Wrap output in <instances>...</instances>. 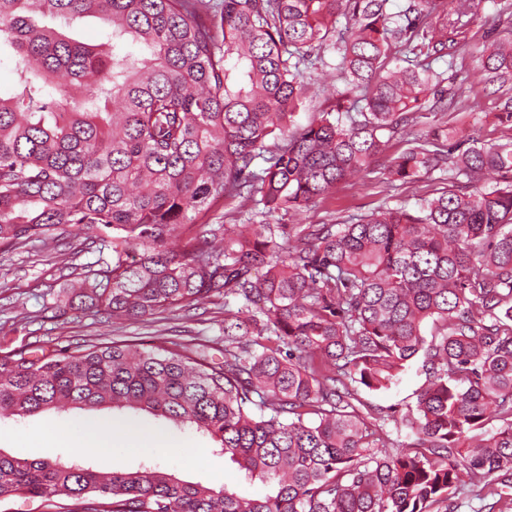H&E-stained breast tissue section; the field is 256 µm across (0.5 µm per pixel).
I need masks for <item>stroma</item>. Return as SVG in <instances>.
<instances>
[{"label": "stroma", "instance_id": "stroma-1", "mask_svg": "<svg viewBox=\"0 0 512 512\" xmlns=\"http://www.w3.org/2000/svg\"><path fill=\"white\" fill-rule=\"evenodd\" d=\"M512 14V0H486L457 55L433 64L442 73L445 87L453 89L466 109L454 119L424 112L414 126L387 136L382 161L376 162L354 183H340L325 199L301 213L279 212L265 217L251 212L238 200L224 199L197 218L201 224L288 225L298 231L309 224H337L360 218L380 208H414L418 199L434 197L439 189H464L465 179L450 172L435 171L413 183L387 182L386 159L398 156L414 138L458 126L462 139L497 143L504 133L496 115L507 97L505 91L484 86L475 50L499 30V16ZM338 54L328 50L305 72L311 92L297 120L307 123L314 115L336 106V94L346 85L337 70ZM112 251L95 236L76 234L59 227L10 249L0 248V355L36 349H75L92 342L140 343L145 347L178 343L187 348L204 344L224 345V299L217 296L199 309L184 313L167 311L148 318L115 322L101 313L62 310L59 295L72 273L93 274ZM427 384L422 358H415L400 382L385 392H363V400L375 408L404 410L415 404ZM115 424L112 451L95 455L84 448L87 436ZM213 440L189 427H180L144 412L112 409L49 410L24 419L0 420V451L29 459L77 460L103 470L131 469L153 461L185 481L214 485L235 482L240 493L263 496L262 482L241 480L235 464L213 454Z\"/></svg>", "mask_w": 512, "mask_h": 512}]
</instances>
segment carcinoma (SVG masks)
<instances>
[{"instance_id": "obj_1", "label": "carcinoma", "mask_w": 512, "mask_h": 512, "mask_svg": "<svg viewBox=\"0 0 512 512\" xmlns=\"http://www.w3.org/2000/svg\"><path fill=\"white\" fill-rule=\"evenodd\" d=\"M483 0H0V246L58 226L107 234L112 263L69 287L64 309L138 320L224 296V350L137 343L0 356V418L69 404L147 412L215 441L259 498L183 481L158 464L101 473L0 452V500L44 512H448L462 472L512 509V136L428 149L387 165L414 182L449 166L470 183L351 224H197L217 200L266 214L315 204L383 151L385 133L462 112L432 62ZM98 15L107 42L73 38ZM346 19L338 27L339 17ZM427 62L387 69L391 44ZM327 48L352 90L300 125L302 65ZM478 60L512 82V41ZM184 236L176 253L169 240ZM241 300L246 310L230 309ZM440 331L426 339L427 321ZM424 354L429 384L396 415L360 389L396 385ZM391 419L406 440L381 437ZM394 450L382 454L380 449ZM72 500L75 507L61 504Z\"/></svg>"}]
</instances>
